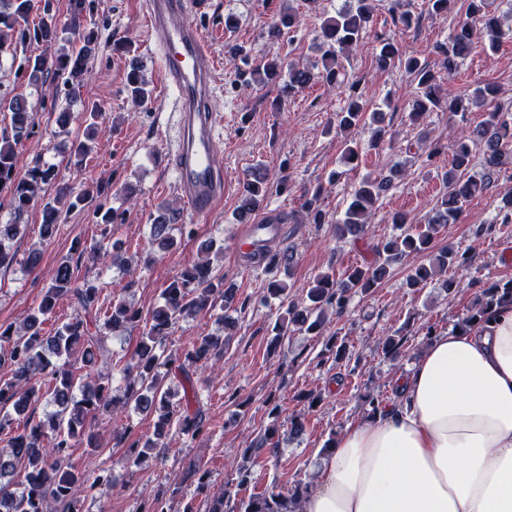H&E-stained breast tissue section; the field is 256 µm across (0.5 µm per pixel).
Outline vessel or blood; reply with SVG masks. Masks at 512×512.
<instances>
[{
    "label": "vessel or blood",
    "instance_id": "obj_1",
    "mask_svg": "<svg viewBox=\"0 0 512 512\" xmlns=\"http://www.w3.org/2000/svg\"><path fill=\"white\" fill-rule=\"evenodd\" d=\"M204 7V0H140L145 40L161 60L164 86L176 93L177 144L168 155L175 186L201 221L224 200V172L214 162L220 146L215 130L223 120L213 107L217 63L209 37L191 19ZM282 231L264 215L242 226L238 242L242 249L262 251Z\"/></svg>",
    "mask_w": 512,
    "mask_h": 512
}]
</instances>
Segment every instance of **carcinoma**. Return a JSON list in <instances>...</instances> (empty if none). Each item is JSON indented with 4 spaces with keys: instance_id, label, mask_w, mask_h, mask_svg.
I'll list each match as a JSON object with an SVG mask.
<instances>
[{
    "instance_id": "carcinoma-1",
    "label": "carcinoma",
    "mask_w": 512,
    "mask_h": 512,
    "mask_svg": "<svg viewBox=\"0 0 512 512\" xmlns=\"http://www.w3.org/2000/svg\"><path fill=\"white\" fill-rule=\"evenodd\" d=\"M94 0H69L70 24L77 28L84 16L93 10ZM488 0H469L468 14L454 21L448 42L437 46L446 74H453L471 47L486 37L490 49L501 39L512 36V25L503 27L500 16L487 9ZM34 0H0V61L16 54L18 46L31 47L27 57L30 76L37 81L52 77L67 87L71 100L80 97L81 77L87 60L95 51L93 32L83 36V45L72 51H62L52 57L38 52L39 46L56 39V26L44 21L33 29L26 26L34 9ZM376 0H345L336 13L321 25L323 71L298 63L284 66L268 63L255 71L263 82H277L288 73L284 91L292 94L314 80L323 78L331 83L347 86V105L337 114L338 126L345 130L368 120L384 122L381 112L366 113L359 82L348 80L340 62L343 52L359 44L371 31ZM297 27L293 12L280 14L270 27V34L279 37ZM402 59L401 48L394 40H379L375 62L387 69ZM405 67L418 78L419 94L414 100L410 119L420 121L431 112L465 114L472 105H491L483 123L472 130V142L482 149L480 168L471 163L470 144H456L448 171L444 175L446 192L418 230L409 225L406 215L398 213L393 222L400 225V235L376 245L378 260L369 266H357L338 277L333 272L317 275L308 293L309 305L292 310L291 323L310 334H319L326 324L328 311L339 315L350 296L358 291L369 292L378 287L389 268L411 254L429 251L439 227L458 221L463 206L472 198L486 193L495 174L512 163V116L495 102V89L478 86L471 95L457 94L446 99L439 95L440 84L429 65L416 57L405 58ZM128 90L132 98L144 103L149 98L147 83L131 68ZM11 112V132L0 137V191L7 190L15 220L0 224V268L13 264L15 254L10 243L26 234L27 225L19 219L37 201H42L40 238L49 240L57 228L61 207L69 210L97 202L96 217L99 239L91 247L75 243L77 257H68L59 263L49 285L44 289L37 308L28 312L18 326L0 325V367L8 369L9 377H0V434L5 445L0 448V512H80V503L74 497V488L89 483V489L104 496L112 492V476L105 470L93 472V477L74 469L69 462L71 448L84 444L88 448L100 447L99 437L91 420L96 415L123 408L132 403L136 409L154 417L153 433L130 444L136 455L135 467L142 465L156 450L164 447V439L175 429L192 438L204 433L207 421L204 410L196 407L177 409L171 402V393L164 388V380L174 372L182 378L185 404L197 399L194 375L199 368L224 354V337L198 336L173 354H164L163 345L172 328L180 320L214 309L217 302L227 305L234 300L233 291L224 288V276L213 266V258L223 254V245L214 239L204 241L199 262L173 279L160 295V301L147 314L128 302L125 297L112 299L106 310L99 306L102 288L98 283L75 276L73 262L108 260L128 274L125 292L138 287L136 271L126 253L107 243L118 227L119 213L102 202L104 188L87 183L83 192L72 195L53 164L29 169L25 176L17 175L18 147L33 133L34 122L27 101L15 97L8 101ZM91 147L88 143L72 142L68 164L82 167ZM391 179L365 178L355 185L342 217L336 219V235L341 239H356L363 231L373 207L388 190ZM55 189L48 197L44 192ZM264 177L254 176L243 187L236 209L238 220L243 221L258 210L266 197ZM180 212L166 206L150 226L149 251L169 250L177 245L175 233L192 235L190 224L179 223ZM466 258L459 255L453 245L442 248L431 259L429 266H419L408 278L416 287L435 275L445 274L450 268H462ZM67 297L76 303L81 313L72 320L43 333V323L56 303ZM512 303V280L482 289L469 314L458 322L466 328L484 318L496 304ZM103 314V319L92 315ZM142 327L141 336L125 366L121 368L124 387L112 388V339L128 329ZM48 386L54 409L41 418L28 417L20 430L11 427L10 414L22 415L36 408L42 400V386ZM278 428L268 426L256 447L244 449L243 464L239 468L237 486L252 481L253 456L260 450L276 455L279 449ZM23 474L22 490L14 489L11 477ZM306 488L297 484L288 493L265 490L251 493L234 504L231 512H299Z\"/></svg>"
}]
</instances>
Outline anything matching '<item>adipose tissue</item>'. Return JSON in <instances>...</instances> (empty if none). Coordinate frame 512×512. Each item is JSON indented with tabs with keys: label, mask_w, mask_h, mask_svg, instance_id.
Returning a JSON list of instances; mask_svg holds the SVG:
<instances>
[{
	"label": "adipose tissue",
	"mask_w": 512,
	"mask_h": 512,
	"mask_svg": "<svg viewBox=\"0 0 512 512\" xmlns=\"http://www.w3.org/2000/svg\"><path fill=\"white\" fill-rule=\"evenodd\" d=\"M339 434L301 512H512V305L432 339Z\"/></svg>",
	"instance_id": "ef3b65f1"
}]
</instances>
